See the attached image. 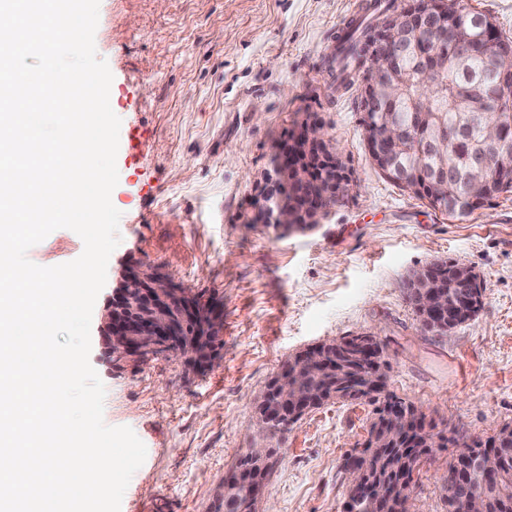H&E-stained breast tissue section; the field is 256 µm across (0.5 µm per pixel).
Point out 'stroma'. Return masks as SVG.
<instances>
[{
    "label": "stroma",
    "mask_w": 512,
    "mask_h": 512,
    "mask_svg": "<svg viewBox=\"0 0 512 512\" xmlns=\"http://www.w3.org/2000/svg\"><path fill=\"white\" fill-rule=\"evenodd\" d=\"M367 0H100L98 56L120 118L121 242L93 312L123 263L138 258L224 304V342L199 371L173 357L89 360L106 388L107 425L132 428L147 456L121 512H208L249 448H276L264 512H342L345 454L367 438L373 407L334 401L273 438L252 400L289 355L361 332L388 347V389L437 429L479 436L512 424V191L452 219L387 180L365 146L358 88L328 67ZM318 113L356 184L313 231L277 237L242 221L275 143ZM82 239L53 231L29 259H77ZM471 267L484 289L474 320L427 336L403 288L430 262ZM440 448L416 477L410 512H445Z\"/></svg>",
    "instance_id": "obj_1"
}]
</instances>
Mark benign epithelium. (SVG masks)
I'll return each mask as SVG.
<instances>
[{"mask_svg": "<svg viewBox=\"0 0 512 512\" xmlns=\"http://www.w3.org/2000/svg\"><path fill=\"white\" fill-rule=\"evenodd\" d=\"M447 0H415L404 6L380 27L378 51L368 55L361 89L366 100L365 140L371 159L387 178L398 175L396 156L407 157L410 178L427 174L424 158L430 156L435 146L443 145L460 136L457 128L442 127L426 137L420 132L427 120V108L415 106L399 115L395 107L401 101L394 88L395 77L384 76L388 65L399 62L408 52H413L412 68L419 77L428 78L443 60L447 47L462 51L473 48L476 37L466 35L460 20H447ZM497 79L493 83L474 81L467 84L463 94L470 100L493 99L506 102L512 86V43L503 40L496 45ZM491 149L479 151L468 157L460 166L443 168L445 181L457 180L474 170L493 175L506 166L502 149L506 148L501 128L487 136ZM276 162L263 184L257 187L258 205L243 215L245 224H277L280 230L293 232L303 224H320L336 201L351 195L354 183L346 172L341 158L334 152L324 136L321 124L312 112H304L295 121L287 140L276 149ZM327 164L328 173L320 180L312 179L313 165ZM442 263L433 262L414 270L404 281L403 288L412 299L417 313L418 327L424 334L443 336L458 326L472 320L483 304V289L474 270L460 264L439 274ZM453 281L457 288L453 302L446 291V281ZM223 319L213 312L199 292L179 282L160 266L136 262L120 274L112 297L103 309L99 333L111 359L118 362L143 364L158 356L176 355L193 367L207 363L212 347L222 337ZM369 355L370 364L365 379L368 387L356 394L357 400L369 402L388 393V348L372 333L333 338L288 357L290 366L301 373L307 361ZM341 392L332 388L326 392H303L298 378L276 373L271 376L263 392L254 398V415L260 425L282 416L296 423L314 406L332 400ZM376 423L368 440L372 448L398 447L402 425L413 423L417 437L412 448H439L454 445L447 434L432 429V422L420 405L413 402L393 410L377 412ZM498 433L474 439L459 440V448L448 460L443 480L455 479L463 494L450 497V512H483L485 496L466 484L473 470L485 475H497L502 466ZM250 465L258 491L251 501V512H262L263 484L266 474L279 462L276 448H250L240 456ZM346 486L344 509L360 503V492L372 480L370 467L349 466L344 469Z\"/></svg>", "mask_w": 512, "mask_h": 512, "instance_id": "7a95c632", "label": "benign epithelium"}]
</instances>
